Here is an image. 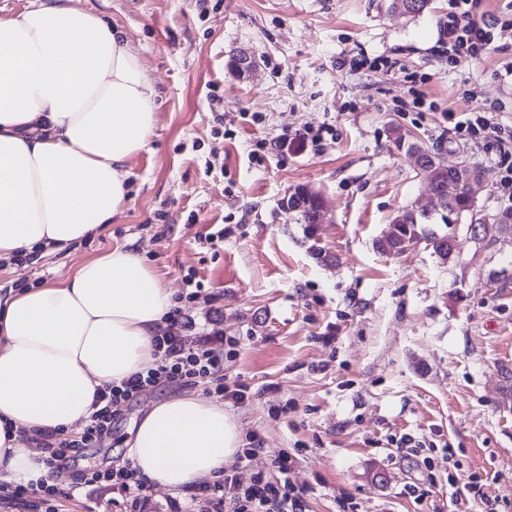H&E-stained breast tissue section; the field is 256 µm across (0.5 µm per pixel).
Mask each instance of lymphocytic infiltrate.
I'll return each mask as SVG.
<instances>
[{
	"label": "lymphocytic infiltrate",
	"mask_w": 512,
	"mask_h": 512,
	"mask_svg": "<svg viewBox=\"0 0 512 512\" xmlns=\"http://www.w3.org/2000/svg\"><path fill=\"white\" fill-rule=\"evenodd\" d=\"M454 9L439 25L440 41L445 45L452 64L468 63L481 58L493 42V31L500 24L498 16L480 12V0H454ZM457 131L463 132L473 144L495 139L503 156H512V128L501 124L496 113L472 110L464 119L448 112ZM224 341L222 330L211 328L195 331L194 324L181 308H174L153 338L157 359L147 370L136 373L120 384L97 390L93 411L80 432L48 433L43 441L47 455L43 463L48 471H56L67 455L79 454L92 447L112 429V421L121 406L149 390L170 382L195 385L209 381L215 394L238 405L251 399L250 388L244 384L224 383ZM265 457L268 469L278 474L277 480L256 473L250 484H242L238 469L251 466L258 457ZM295 457L286 451H265L261 446L245 449L236 467L225 470L217 483L194 488L191 497L203 504V512H305L306 488L290 483L288 474ZM85 486L106 485L136 498L144 497L148 487L138 478L132 461L101 472L83 473Z\"/></svg>",
	"instance_id": "f902f5d3"
}]
</instances>
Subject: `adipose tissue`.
Returning a JSON list of instances; mask_svg holds the SVG:
<instances>
[{
	"instance_id": "adipose-tissue-1",
	"label": "adipose tissue",
	"mask_w": 512,
	"mask_h": 512,
	"mask_svg": "<svg viewBox=\"0 0 512 512\" xmlns=\"http://www.w3.org/2000/svg\"><path fill=\"white\" fill-rule=\"evenodd\" d=\"M155 92L140 57L73 0L0 17V259L62 249L124 211L127 161L148 144ZM173 292L140 254L114 248L58 284L0 296V477L46 478L44 430L92 412L98 388L154 360ZM240 446L222 404L194 394L152 405L129 452L147 485L213 478Z\"/></svg>"
}]
</instances>
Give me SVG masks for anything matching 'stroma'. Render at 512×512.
Here are the masks:
<instances>
[{"label": "stroma", "instance_id": "35a3bbf8", "mask_svg": "<svg viewBox=\"0 0 512 512\" xmlns=\"http://www.w3.org/2000/svg\"><path fill=\"white\" fill-rule=\"evenodd\" d=\"M77 4L140 56L156 92L155 133L127 163L123 213L70 249L1 260L0 289L56 283L86 259L135 249L196 325L239 337L224 354V382L255 396L224 409L241 437L298 450L291 479L308 489L306 512H339L346 497L357 512H432L452 479L480 481L482 495L512 512V234L488 243L458 230L445 265L424 248L396 258L375 248L397 212L424 205L429 192L414 156L390 141L396 125L449 163L482 169L483 216L512 207L495 141L471 145L444 118L481 106L512 126V85L500 76L512 62V0H481L482 12L509 24L462 67L439 43L451 0L419 16L388 12L386 0ZM242 54L256 62L245 73L232 68ZM412 94L422 106L408 104ZM308 125L331 128L318 150L281 146L284 133ZM299 186L324 201L310 240L282 206ZM224 227L222 241H208ZM189 277L211 305L186 300ZM270 383L277 393L262 394ZM185 391L214 397L201 383L157 387L55 472L51 483L70 491L59 512H171L173 500L196 512L186 489L150 490L134 510L111 488L79 487L84 471L123 465L146 407ZM279 403L288 413L277 418ZM406 433L430 443L428 460L399 457L394 439ZM429 470L437 484L427 497L404 494Z\"/></svg>", "mask_w": 512, "mask_h": 512}]
</instances>
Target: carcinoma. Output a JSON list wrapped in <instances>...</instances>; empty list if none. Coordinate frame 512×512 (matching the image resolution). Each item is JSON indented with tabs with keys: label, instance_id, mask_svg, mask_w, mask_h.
<instances>
[{
	"label": "carcinoma",
	"instance_id": "obj_1",
	"mask_svg": "<svg viewBox=\"0 0 512 512\" xmlns=\"http://www.w3.org/2000/svg\"><path fill=\"white\" fill-rule=\"evenodd\" d=\"M388 9L409 15H419L430 9L432 0H387ZM392 139L396 148H407L417 158V166L423 170L430 189L438 195L436 205L418 211L405 208L397 213L386 233L376 241V248L383 254L400 256L408 252L411 245L425 240L440 261L446 264L453 259L455 244L450 241L451 233L426 234L423 224H462L473 219L476 201L468 185L461 181L459 172L442 157L438 150L423 149L410 142L407 131L392 127ZM323 200L316 192L306 187H297L288 196V211L293 213L299 224H317Z\"/></svg>",
	"mask_w": 512,
	"mask_h": 512
}]
</instances>
